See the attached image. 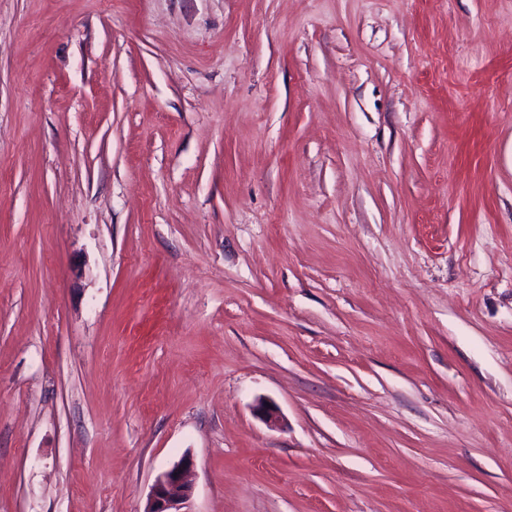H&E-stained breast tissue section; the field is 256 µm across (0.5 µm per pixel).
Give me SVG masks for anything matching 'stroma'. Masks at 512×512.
Returning <instances> with one entry per match:
<instances>
[{"mask_svg":"<svg viewBox=\"0 0 512 512\" xmlns=\"http://www.w3.org/2000/svg\"><path fill=\"white\" fill-rule=\"evenodd\" d=\"M186 454L192 512H512V0H0V512Z\"/></svg>","mask_w":512,"mask_h":512,"instance_id":"obj_1","label":"stroma"}]
</instances>
